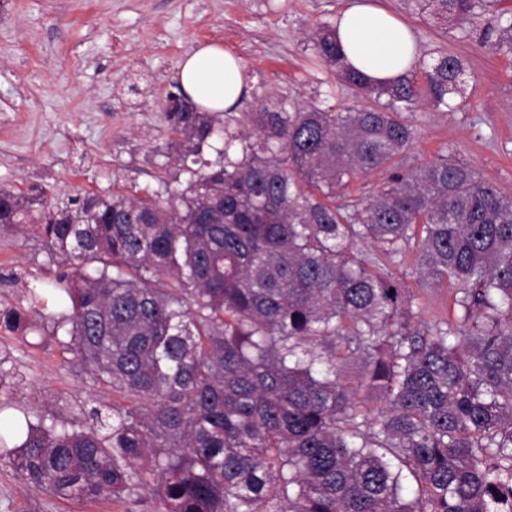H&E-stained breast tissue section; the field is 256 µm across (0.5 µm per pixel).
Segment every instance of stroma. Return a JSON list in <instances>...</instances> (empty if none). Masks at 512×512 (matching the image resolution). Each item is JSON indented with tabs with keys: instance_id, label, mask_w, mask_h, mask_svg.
Wrapping results in <instances>:
<instances>
[{
	"instance_id": "1",
	"label": "stroma",
	"mask_w": 512,
	"mask_h": 512,
	"mask_svg": "<svg viewBox=\"0 0 512 512\" xmlns=\"http://www.w3.org/2000/svg\"><path fill=\"white\" fill-rule=\"evenodd\" d=\"M348 0H0V188L56 199L127 184L156 190L177 168V138L165 118L178 65L222 44L243 67L248 94L239 112L271 95L339 112L353 107L314 59L309 33ZM412 31L420 53L446 46L461 57L466 99L451 112L419 107L417 138L404 169L448 151L512 194V57L488 42L495 26L440 29L404 0H374ZM414 254L392 271L426 308V320L452 315L453 284L419 279ZM36 233L0 227V310L47 313L61 272ZM112 396L64 360L61 347L27 326L0 327V431L15 432L38 405L49 411L100 406ZM0 447V512H150L139 496L118 504L51 499L26 485Z\"/></svg>"
}]
</instances>
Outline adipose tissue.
Masks as SVG:
<instances>
[{
    "instance_id": "ef3b65f1",
    "label": "adipose tissue",
    "mask_w": 512,
    "mask_h": 512,
    "mask_svg": "<svg viewBox=\"0 0 512 512\" xmlns=\"http://www.w3.org/2000/svg\"><path fill=\"white\" fill-rule=\"evenodd\" d=\"M337 28L348 63L372 81L390 82L412 68L416 43L410 29L367 0H349ZM180 82L188 100L206 112L229 111L246 93L239 61L219 44L188 55L180 64Z\"/></svg>"
}]
</instances>
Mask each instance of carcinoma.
Wrapping results in <instances>:
<instances>
[{
  "mask_svg": "<svg viewBox=\"0 0 512 512\" xmlns=\"http://www.w3.org/2000/svg\"><path fill=\"white\" fill-rule=\"evenodd\" d=\"M406 2L460 29L499 11ZM309 42L363 104L290 110L265 96L232 133L222 113L169 96L175 204L160 200L166 181L38 210L0 188V224L34 229L66 266L54 280L65 311L35 315L112 389L106 410L78 412L80 429L34 412L9 456L34 489L142 490L154 512H512V195L445 155L396 166L411 113L450 108L465 64L439 47L375 83L346 63L335 26ZM494 46L512 56V22ZM377 170L386 185L336 206ZM410 248L420 279L457 285L454 320L425 322L386 270Z\"/></svg>",
  "mask_w": 512,
  "mask_h": 512,
  "instance_id": "cac0c4a2",
  "label": "carcinoma"
}]
</instances>
